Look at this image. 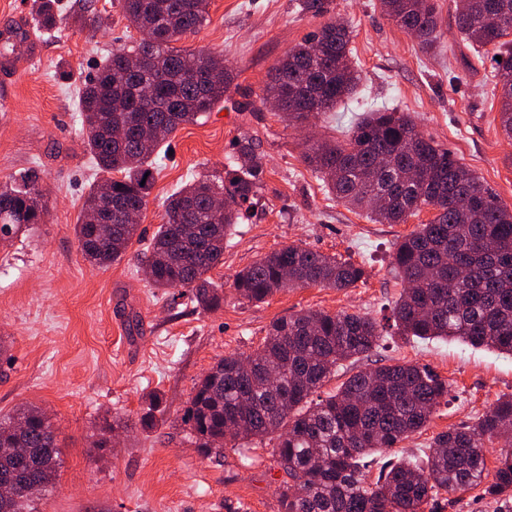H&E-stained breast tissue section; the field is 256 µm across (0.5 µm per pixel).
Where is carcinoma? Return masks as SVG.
Instances as JSON below:
<instances>
[{"mask_svg": "<svg viewBox=\"0 0 512 512\" xmlns=\"http://www.w3.org/2000/svg\"><path fill=\"white\" fill-rule=\"evenodd\" d=\"M385 14L421 44L440 40L438 8L425 0H381ZM144 34L112 51L82 89V132L104 176L94 184L74 225L82 257L98 268L120 260L136 235L127 211H144L155 182L151 157L185 124L207 117L234 80L224 57L175 43L206 21L208 0H119ZM458 32L492 46L501 86L500 125L512 138V0H460ZM39 26L57 28L53 0H42ZM348 27L328 20L290 48L268 75L260 100L276 99L281 118L306 127L351 95L360 80ZM303 162L328 198L365 209L379 224H403L425 207L437 210L394 244L393 268L405 287L391 308L404 336L457 340L512 355V208L456 156L417 130L412 115L368 109L346 143L314 141ZM120 177L115 178L113 174ZM264 173L251 139L236 142L224 175L198 173L170 196L143 263L155 288L179 290L198 307L223 301L207 273L224 262V244L253 201ZM38 176L0 183V242L44 221ZM223 201L211 209V199ZM360 264L300 244L273 251L238 272L235 288L262 302L287 287L346 289L365 280ZM382 328L361 313L303 311L274 321L245 356L218 360L196 383L185 421L205 457L229 443L269 439L270 455L287 476L280 512H424L443 491L483 486L512 512V395L471 425L433 438L423 463L399 458L376 481L368 457L421 431L448 382L417 363L359 370L318 399L314 394L349 360L373 351ZM504 439L487 469L486 441ZM0 448L28 455L0 462V482L14 487L6 512H27L31 497L54 480V430L37 407L0 416Z\"/></svg>", "mask_w": 512, "mask_h": 512, "instance_id": "cac0c4a2", "label": "carcinoma"}]
</instances>
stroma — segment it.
<instances>
[{"label":"stroma","mask_w":512,"mask_h":512,"mask_svg":"<svg viewBox=\"0 0 512 512\" xmlns=\"http://www.w3.org/2000/svg\"><path fill=\"white\" fill-rule=\"evenodd\" d=\"M436 2L443 37L428 51L389 19L380 0H323L320 17L301 13L298 0H209L205 23L180 45L223 54L232 86L208 118L181 127L159 151L137 236L120 261L96 269L74 234L100 177L81 133L78 100L102 59L135 45L141 34L118 0H58L59 30L50 35L35 25V0H0V29L24 26L6 54L17 70L11 94L0 98V182L36 172L47 208L45 223L0 245V414L40 407L57 435L56 478L33 496L34 512H279L285 475L268 446L200 456L184 421L195 384L219 359L252 352L280 317L307 309L389 317L403 288L392 266L394 244L435 211L378 224L328 199L302 154L307 141L345 139L361 114L356 101L297 129L260 95L288 49L322 20H343L353 30L358 94L411 113L426 137L512 207V141L499 127L490 58L460 36L452 0ZM79 15L98 17L99 28L79 30ZM243 136L263 155L265 170L256 199L242 207L223 265L210 273L224 300L211 310L174 304L172 290L148 282L141 259L168 197L196 173H223ZM290 244L364 265L367 279L346 290L288 288L262 303L241 298L233 286L237 272ZM404 361L428 365L447 380L450 395L421 432L374 454L372 482L386 462L425 458L437 433L473 424L512 394V356L456 340L406 338L390 325L368 357L338 368L323 390L358 370ZM152 393L161 398L159 422L145 429L140 419ZM116 416L125 428L110 447L96 449L102 427Z\"/></svg>","instance_id":"1"}]
</instances>
